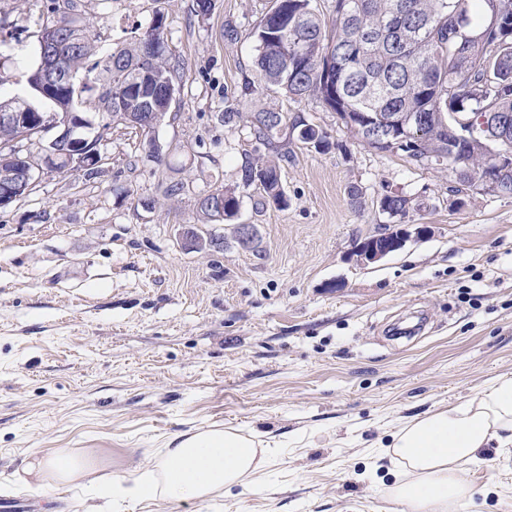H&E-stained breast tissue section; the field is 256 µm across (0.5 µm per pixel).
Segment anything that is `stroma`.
Listing matches in <instances>:
<instances>
[{"instance_id": "obj_1", "label": "stroma", "mask_w": 512, "mask_h": 512, "mask_svg": "<svg viewBox=\"0 0 512 512\" xmlns=\"http://www.w3.org/2000/svg\"><path fill=\"white\" fill-rule=\"evenodd\" d=\"M45 0H0V98L33 97ZM96 46L131 41L155 16L181 64L178 91L153 136L117 124L102 99L104 68L83 74L80 109L94 122L95 171L40 170L0 208V498L56 512L55 485L18 477L30 451L93 461L102 477L135 475L177 434L222 426L256 433L264 464L245 485L189 505L104 500L64 486L69 512H400L387 489L401 472L378 458L405 423L473 400L512 375V195L471 192L454 179L364 145L315 100L254 92L255 25L274 0H73ZM243 113L283 116L275 149L247 123L218 121L225 98ZM330 147L302 142L296 116ZM279 151L286 207L244 185L245 163ZM183 192L167 195L175 182ZM234 192L236 223L205 220L198 196ZM407 196L406 223L427 237L375 262L356 250L388 222L383 194ZM222 238L191 251L183 225ZM466 466L465 512H512V455Z\"/></svg>"}]
</instances>
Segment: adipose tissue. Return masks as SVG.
I'll use <instances>...</instances> for the list:
<instances>
[{
	"mask_svg": "<svg viewBox=\"0 0 512 512\" xmlns=\"http://www.w3.org/2000/svg\"><path fill=\"white\" fill-rule=\"evenodd\" d=\"M175 447L158 449L137 477L109 481L112 495L136 501L202 502L243 485L263 460L255 435L218 426L176 435ZM512 449V377L494 378L479 398L437 409L402 427L387 449L406 469L390 489L410 512H460L474 489L464 466L484 448ZM92 467L60 456L30 454L23 486L38 490L46 480L71 483L90 477Z\"/></svg>",
	"mask_w": 512,
	"mask_h": 512,
	"instance_id": "obj_1",
	"label": "adipose tissue"
}]
</instances>
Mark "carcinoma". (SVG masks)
Here are the masks:
<instances>
[{
	"label": "carcinoma",
	"instance_id": "carcinoma-1",
	"mask_svg": "<svg viewBox=\"0 0 512 512\" xmlns=\"http://www.w3.org/2000/svg\"><path fill=\"white\" fill-rule=\"evenodd\" d=\"M41 35L72 44L55 66L78 74L94 55L91 26L72 14L50 20ZM256 42L254 66L259 88L281 91L294 98H310L336 112L339 119L367 146L381 152L403 153L414 163H431L459 174L453 193L486 166L484 154L471 141L454 134L470 132L469 120L478 113L492 115L512 128V0H335L330 23L321 20L313 0H275V5L252 31ZM336 61L341 74L339 95L331 97L321 71ZM104 69L112 78L106 93L112 117L138 108L116 100L129 94L143 72L166 85L175 84L179 63L167 55L163 21L158 18L137 38L107 53ZM56 114L74 112L85 117L71 91L60 87L46 96ZM423 117L414 125L392 126L393 134L367 139L365 121ZM22 131L0 126V145L28 139L43 126ZM256 142L268 146L279 135L281 117L272 109L252 113L248 120ZM292 128L306 143L326 146V136L297 118ZM499 179L493 192L512 195V153L501 155ZM279 165L273 159L248 163L242 180L260 182L265 195L284 203ZM388 213L404 216L411 200L386 194Z\"/></svg>",
	"mask_w": 512,
	"mask_h": 512
}]
</instances>
